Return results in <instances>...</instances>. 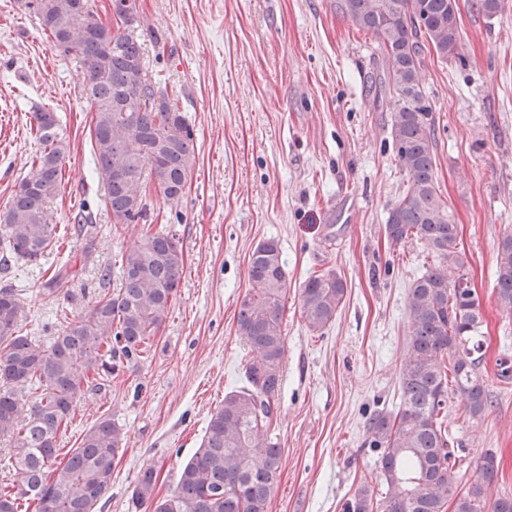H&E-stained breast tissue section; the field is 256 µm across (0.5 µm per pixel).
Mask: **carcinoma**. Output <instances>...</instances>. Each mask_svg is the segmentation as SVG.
I'll use <instances>...</instances> for the list:
<instances>
[{
  "label": "carcinoma",
  "instance_id": "cac0c4a2",
  "mask_svg": "<svg viewBox=\"0 0 512 512\" xmlns=\"http://www.w3.org/2000/svg\"><path fill=\"white\" fill-rule=\"evenodd\" d=\"M52 46L84 68L83 92L92 111V134L107 202L116 224L147 218L148 185L143 164L164 200L184 196L196 163L193 133L159 83L142 74V43L134 31L102 22L88 0H24ZM126 25L134 0H112ZM354 25L374 36L382 56L377 74L393 100L391 138L409 185L388 211L384 234L396 246L411 238L426 243L434 261L411 285L409 340L399 371L400 403L366 422V443L376 460L382 491L359 487L343 512H512V495H491L499 461L485 452L466 489H458L460 456L445 425L451 399L459 419H484L497 404L482 370L483 318L475 289L456 251L458 225L438 193L435 125L423 87L425 50L459 56L455 0H340ZM39 145L28 177L0 213V265L13 259L37 262L56 237L46 204L62 185L64 132L51 111L34 113ZM183 251L175 235L147 230L119 264L99 269L106 287L117 277L116 294H105L89 313L42 348L21 334L22 303L12 288H0V438L13 444L11 459L23 485L0 483V512H93L112 484L125 432L110 418L83 431L80 446L58 461L57 437L68 427L77 392L112 376L125 364L149 357L165 314L176 296ZM250 288L239 303L237 331L256 352L243 371V385L224 394L211 414L199 448L181 466L174 490L155 495L157 473L144 469L132 491L153 512H267L281 467V449L269 432L283 378V299L288 274L278 243L260 242L249 256ZM346 282L333 271L315 272L302 284L301 314L320 333L336 318ZM496 296L512 314V233L498 246ZM36 394L26 408L21 396Z\"/></svg>",
  "mask_w": 512,
  "mask_h": 512
}]
</instances>
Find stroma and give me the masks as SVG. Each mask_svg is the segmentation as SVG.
Segmentation results:
<instances>
[{
    "mask_svg": "<svg viewBox=\"0 0 512 512\" xmlns=\"http://www.w3.org/2000/svg\"><path fill=\"white\" fill-rule=\"evenodd\" d=\"M479 0H457L458 58L425 54L439 193L459 226L462 272L483 312L484 364L499 395L482 421L449 413L466 461L458 485L488 451L500 462L496 490L512 491V386L498 385L497 360L512 356V315L495 297L502 237L512 232V0L486 17ZM135 33L145 71L166 86L194 134L196 164L179 205L149 192L153 229L183 250L177 296L154 339L152 357L130 364L102 392L81 390L63 450L111 418L126 433L112 486L95 512L134 508L141 471L154 467L168 495L198 448L212 412L240 386L252 356L237 334L248 261L276 240L288 273L280 408L273 437L282 451L268 512H343L361 483L376 484L375 452L364 445L374 409L395 411L409 339L407 296L431 261L412 240L393 247L383 234L389 209L409 185L390 135L393 104L372 78L376 39L357 29L336 0H135ZM84 69L59 55L23 7L0 0V210L27 177L38 149L34 114L56 113L67 152L63 189L47 205L57 237L41 263H12L0 288L23 305L22 333L49 344L88 313L101 288L97 271L142 239L140 223L116 224L94 161ZM89 215L77 235L73 218ZM69 264V294L50 293L55 267ZM347 284L335 320L313 335L300 288L313 272Z\"/></svg>",
    "mask_w": 512,
    "mask_h": 512,
    "instance_id": "obj_1",
    "label": "stroma"
}]
</instances>
